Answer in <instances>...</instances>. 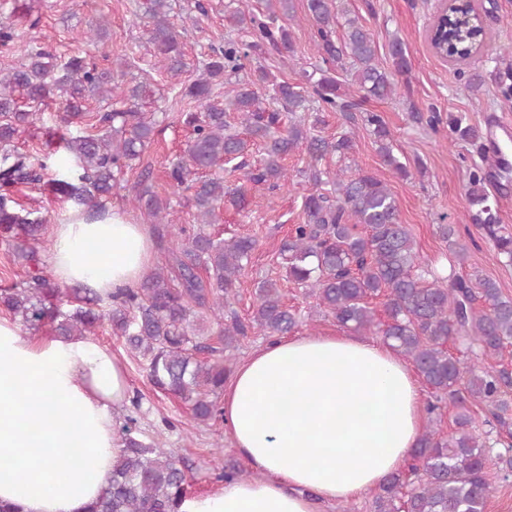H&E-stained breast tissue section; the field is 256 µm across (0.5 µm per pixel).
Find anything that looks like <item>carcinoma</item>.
I'll use <instances>...</instances> for the list:
<instances>
[{
  "mask_svg": "<svg viewBox=\"0 0 512 512\" xmlns=\"http://www.w3.org/2000/svg\"><path fill=\"white\" fill-rule=\"evenodd\" d=\"M235 2L229 21L251 42L228 37L224 46L212 49L196 78L180 82L181 98L198 103L201 110L186 116L193 127L187 161L174 164L168 177L181 187L190 176L202 174L192 183L196 224L181 230V238L169 249L168 265L155 269L141 288L111 299L105 313L95 310L101 301L98 296L79 297L81 305L68 310L55 303L59 290L39 267L43 220L15 212L12 198L13 187L41 182L46 164L19 151L15 141L28 132L34 113L50 101L67 127L95 121L94 134L83 131L60 137L76 161V171L72 179L57 180L55 185L64 199L81 207L83 216L98 218L107 212V202L124 171L141 157L153 136L155 120L141 111L146 86L137 83L125 88L114 69L91 67L77 55L65 60L41 46L37 37L0 22V48L24 56L19 65L0 70V233L18 239L15 249L33 265L25 280L0 289V304L27 326L50 320L56 334L65 337L85 336L108 319L113 334L146 361L156 387L188 403L198 420L222 418L223 407L217 399L224 391V360L221 356L196 358L201 353L212 355L217 348L207 342L195 308L224 324L221 335L226 348L250 329L286 335L297 320L285 306L277 283L266 279L257 286L250 322L236 317L224 322V304L256 242L241 236L226 240L206 231L220 205L246 206L245 195L225 187L224 177L211 171L242 154L249 137L262 143L264 156L248 172V180L256 186L278 187L288 180L283 159L303 147L311 161L305 175L314 192L305 199L307 220L293 225L280 247L288 279L309 289L316 308L332 314L341 326L381 334L412 362L437 399L427 407L429 426L412 451V464L386 480L373 501L374 512H485L491 493L485 471L487 448L507 445L512 438V404L504 399L512 387V371L468 368L449 352L448 344L465 343L483 361L501 356L512 343V299L502 297L491 279L435 275L400 222L397 200L384 182L368 173L347 178L342 169L330 180L317 168L328 154L346 158L355 147L353 135L346 133L331 141L312 135L300 120L282 130L279 114L263 109L254 89L258 84L270 88L274 99L293 114L309 110L312 103L323 112H352L368 99H392L398 79L409 80L407 48L398 38L389 41L393 72L387 73L375 64L373 33L357 18L345 19V32L338 42L336 0H306L317 51L336 63L349 57L352 83L343 89L323 70L315 81L307 77L309 87L304 88L260 68L256 80L237 81L225 95L224 106L213 105V86L224 83L225 74L236 75L244 68L247 49L268 44L289 58L294 56L289 28L278 24L277 16L292 11V0H266L263 12L254 10L249 0ZM137 8L149 19L147 42L155 64L181 78L186 65L181 35L169 21L170 0H141ZM469 13L471 9L459 0L449 4L448 20L440 27L435 46L437 52L461 63L487 45L486 29L465 20ZM92 99L107 104V110L88 112ZM229 112L237 114L238 125L227 120ZM363 121L371 128L383 161L396 173L407 175L406 165L393 154L392 135L380 115L367 112ZM133 201L155 223H165L167 204L158 196L145 190ZM468 203L478 207L480 220L494 235L497 254L512 263V236L495 235L498 216L488 197L472 191ZM380 296L386 316L383 323L370 307V300ZM445 398L455 409L456 426L446 438L431 426V415L440 410L439 402ZM470 404L493 408L495 425L487 432L495 436L493 442L469 433ZM411 474L417 476V483L409 481ZM185 482L184 471L170 452L129 437L113 466L112 490L91 512H176Z\"/></svg>",
  "mask_w": 512,
  "mask_h": 512,
  "instance_id": "cac0c4a2",
  "label": "carcinoma"
}]
</instances>
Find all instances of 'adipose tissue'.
<instances>
[{
    "mask_svg": "<svg viewBox=\"0 0 512 512\" xmlns=\"http://www.w3.org/2000/svg\"><path fill=\"white\" fill-rule=\"evenodd\" d=\"M53 279L102 298L137 289L155 262L151 229L119 212L66 209L51 228ZM130 402L124 362L95 337L24 333L0 316V503L17 512H90L112 485ZM224 424L254 479H228L178 512H315L380 488L426 420L412 366L388 343L276 336L235 372Z\"/></svg>",
    "mask_w": 512,
    "mask_h": 512,
    "instance_id": "obj_1",
    "label": "adipose tissue"
}]
</instances>
